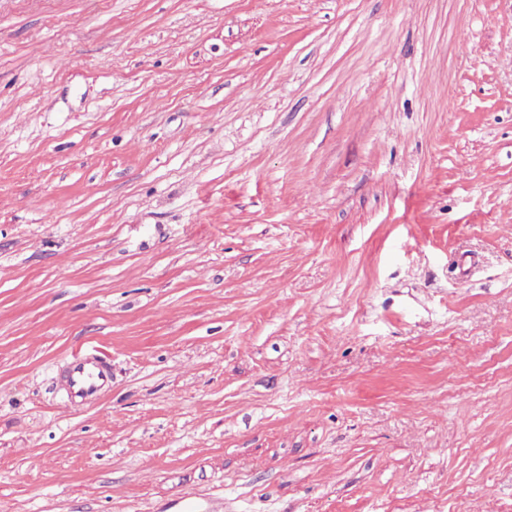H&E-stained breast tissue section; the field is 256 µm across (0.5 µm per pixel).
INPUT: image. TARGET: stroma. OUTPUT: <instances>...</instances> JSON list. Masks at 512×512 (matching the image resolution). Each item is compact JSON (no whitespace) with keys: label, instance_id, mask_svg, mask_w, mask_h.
Returning a JSON list of instances; mask_svg holds the SVG:
<instances>
[{"label":"stroma","instance_id":"obj_1","mask_svg":"<svg viewBox=\"0 0 512 512\" xmlns=\"http://www.w3.org/2000/svg\"><path fill=\"white\" fill-rule=\"evenodd\" d=\"M190 505L512 512V0H0V512ZM64 374L66 394L75 404L94 402L112 386L109 367L91 355L70 362Z\"/></svg>","mask_w":512,"mask_h":512}]
</instances>
